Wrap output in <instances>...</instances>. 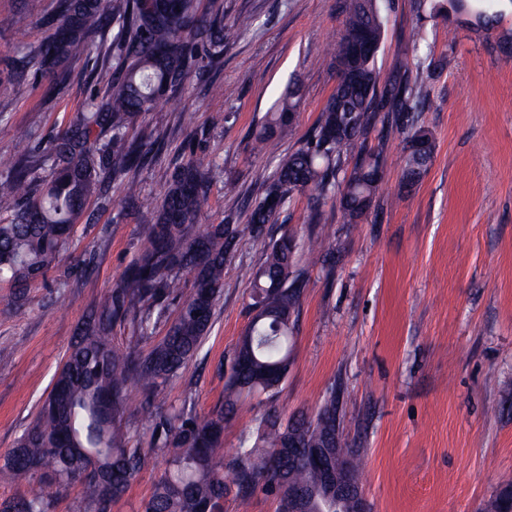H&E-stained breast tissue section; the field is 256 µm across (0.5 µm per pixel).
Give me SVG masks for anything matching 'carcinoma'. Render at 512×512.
<instances>
[{"label":"carcinoma","instance_id":"cac0c4a2","mask_svg":"<svg viewBox=\"0 0 512 512\" xmlns=\"http://www.w3.org/2000/svg\"><path fill=\"white\" fill-rule=\"evenodd\" d=\"M459 22L475 32H488L494 18L476 10L471 0H448ZM389 0H344L343 28L331 52L336 85L321 110L318 125L296 150L277 164L265 198L254 204L244 224L201 226L207 205L211 166L190 157L167 183L154 223L135 262L121 281L84 316L75 340L56 374L35 424L16 442L0 465V483L27 485L30 491L0 500V512H49L61 492L84 485L79 512H111L145 461V449L131 445L126 426L128 390H141V419L163 435L153 449L168 467L138 512H224L230 493L246 499L257 489L275 495L277 512L288 503V484L312 487L319 476L288 466V433L310 448H339L351 458L349 479L360 482V462L336 441V394L326 397L314 416L282 421L267 410L256 436L224 461V419L245 397L281 392L288 374L293 316L298 312L303 280L296 270L298 238L286 233L273 241L250 291L251 318L232 359L224 386V405L197 417L164 410L167 389L194 358L211 332L214 306L224 288V265L240 237L259 236L275 221L295 194H308L310 223L336 199L345 223L356 224L372 206L380 189L384 159L368 147L376 124L404 135L402 177L405 186L420 182L433 158L428 130L414 125L412 113L428 100L422 75L441 62L418 54L402 60L382 78L376 57L356 63L357 80L346 77L347 49L352 37L366 33L376 45L384 38ZM112 24V62L96 71L103 93L56 135L29 150L32 164L14 167L0 180V284L14 289L11 303L59 262L74 226L88 201L98 195L106 171L124 184L125 197H139L133 177L151 156L149 134L129 135L138 119L203 61L224 53V46L250 29L248 16L224 24L223 0H211L200 11L198 0H59L46 25L48 39L23 53V62L44 74H57L66 64L103 43L91 36ZM298 97L290 88L280 109L268 113L251 151L273 149L272 138L290 126L288 114ZM112 136L102 141L103 132ZM52 176L40 181L35 168ZM190 288H181L183 280ZM174 318L164 336L152 340L155 325ZM131 328L125 347L112 343V327ZM152 342L148 350L143 345ZM94 448L101 478L87 474L84 450Z\"/></svg>","mask_w":512,"mask_h":512}]
</instances>
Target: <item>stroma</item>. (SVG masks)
I'll list each match as a JSON object with an SVG mask.
<instances>
[{
    "mask_svg": "<svg viewBox=\"0 0 512 512\" xmlns=\"http://www.w3.org/2000/svg\"><path fill=\"white\" fill-rule=\"evenodd\" d=\"M344 0H224V20L253 24L225 46L221 64L187 76L138 120L161 150L141 167L136 206L120 183L88 206L61 262L9 304L0 288V456L37 418L75 328L137 257L160 196L187 158L214 163L205 223H244L264 195L280 157L316 126L336 81L330 51L342 29ZM58 0H0V176L32 136L52 137L99 87L101 58L34 81L17 69L22 45H40ZM419 0H392L377 55L389 76L411 50L445 59L429 81L417 124L432 134V163L413 190L401 184V134L372 130L382 152L383 185L358 224L327 200L309 221L307 195L293 197L260 237H243L224 266L213 326L198 354L169 387L167 408L204 416L224 402L226 372L249 322L251 278L266 244L291 231L304 290L291 339V364L274 403L282 418L313 415L323 395L339 403L340 435L365 466L370 512H489L512 486V9L488 32L453 15L419 19ZM420 30L419 45L409 34ZM236 87L233 100L208 96L210 83ZM300 98L274 155H256L251 138L289 86ZM239 193L224 192L225 178ZM335 246L331 265L311 244ZM264 408L240 404L224 423V453L255 431ZM165 467L149 457L112 512H136Z\"/></svg>",
    "mask_w": 512,
    "mask_h": 512,
    "instance_id": "1",
    "label": "stroma"
}]
</instances>
